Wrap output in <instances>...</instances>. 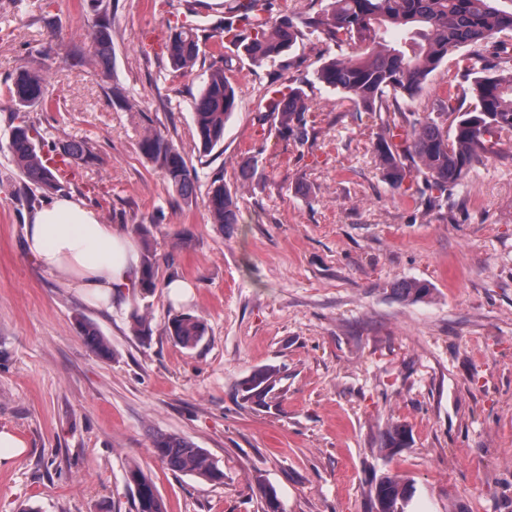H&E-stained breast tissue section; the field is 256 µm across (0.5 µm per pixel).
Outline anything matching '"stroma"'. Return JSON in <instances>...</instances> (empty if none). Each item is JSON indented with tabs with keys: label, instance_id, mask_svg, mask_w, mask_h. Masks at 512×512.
<instances>
[{
	"label": "stroma",
	"instance_id": "1",
	"mask_svg": "<svg viewBox=\"0 0 512 512\" xmlns=\"http://www.w3.org/2000/svg\"><path fill=\"white\" fill-rule=\"evenodd\" d=\"M112 10V68L90 34ZM224 0H0V430L26 443L0 466V512H136L129 468L154 481L167 512H263L273 486L280 512H374V481H409L405 512H512V133L458 187L440 193L410 173L400 189L382 175L375 143L409 130L447 92L464 94L449 55L397 112H357L316 78L336 47L308 36L282 60L252 68L213 37ZM187 22L206 47L174 70L171 27ZM237 107L224 142L195 145L191 103L213 66ZM52 94L27 110L48 143L84 140L63 192L107 224L148 225L159 286L111 308L92 304L24 248L31 209L3 150L17 114L8 94L19 67ZM312 101L305 137L281 136L257 110L281 73ZM161 134L196 175L183 199L140 153ZM257 174L245 178L248 165ZM223 177L238 223H213L207 191ZM192 286L172 301L168 280ZM430 284L417 303L396 282ZM153 329L141 343L132 311ZM203 319L188 349L167 336L173 315ZM111 345L94 354L79 321ZM276 369L264 400L245 399L254 372ZM406 447L387 448L391 425ZM175 434L206 449L223 483L169 471L152 439Z\"/></svg>",
	"mask_w": 512,
	"mask_h": 512
}]
</instances>
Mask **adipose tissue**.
Instances as JSON below:
<instances>
[{
    "label": "adipose tissue",
    "instance_id": "obj_1",
    "mask_svg": "<svg viewBox=\"0 0 512 512\" xmlns=\"http://www.w3.org/2000/svg\"><path fill=\"white\" fill-rule=\"evenodd\" d=\"M29 254L69 287L108 306L137 284L141 252L131 233L101 222L98 213L71 195L44 204L25 226Z\"/></svg>",
    "mask_w": 512,
    "mask_h": 512
}]
</instances>
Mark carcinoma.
<instances>
[{"instance_id": "carcinoma-1", "label": "carcinoma", "mask_w": 512, "mask_h": 512, "mask_svg": "<svg viewBox=\"0 0 512 512\" xmlns=\"http://www.w3.org/2000/svg\"><path fill=\"white\" fill-rule=\"evenodd\" d=\"M229 11L244 22L240 26L224 19V39L242 48L251 65L274 62L309 34H317L341 49L355 45L359 53L324 61L316 78L336 91L357 112H399V100L418 94L448 54L466 46L477 50L462 57L459 70L470 80L474 102L462 108L457 97L439 101L436 116L416 120L407 132L403 153L392 149L380 136L375 150L385 180L401 187L405 179L402 158L411 159L426 185L446 192L460 184L466 173L490 152L487 138L512 132V10L499 7V0H325L321 12L296 23L291 18L276 20L268 15V0H228ZM398 30L400 38L391 40ZM94 54L103 70L112 67V24L98 23L93 37ZM196 29L181 26L171 31L167 51L175 69L192 67L202 52ZM232 60L211 69L200 94L191 107L199 152L208 154L224 142V127L236 108V92L224 75ZM288 95L269 102L264 109L277 120L278 132L304 138V116L311 102L297 80L284 78ZM8 92L16 111L46 103L50 98L42 75L26 67L18 68ZM453 117L446 128L443 119ZM60 153L56 144L46 145L36 125L21 119L11 129L7 153L19 172L29 197L35 193L54 194L61 190L56 164L93 157L86 141L66 143ZM141 154L161 170L168 183L183 198L195 192L194 179L181 152L159 134H150L139 145ZM207 208L215 224H236L239 209L236 197L215 178L207 192ZM134 232L145 249L139 288L150 294L157 288L156 261L151 253L150 231L137 224ZM404 301H421L431 294L428 284L403 281L394 288ZM132 329L148 341L152 329L138 312L131 314ZM81 335L101 357L111 352L109 342L91 323L80 324ZM165 332L184 348L195 347L206 334V324L190 314H177L168 320ZM276 372L265 368L244 383L247 396L261 400L273 388ZM408 431L393 425L387 432L386 446L402 448ZM154 453L175 474L190 473L207 481L224 483V469L204 448L187 439L160 434L153 439ZM129 482L136 490V512H166L165 504L152 480L140 469L129 470ZM413 487L402 479L384 475L374 485L373 502L377 512H403L399 504L412 496Z\"/></svg>"}]
</instances>
